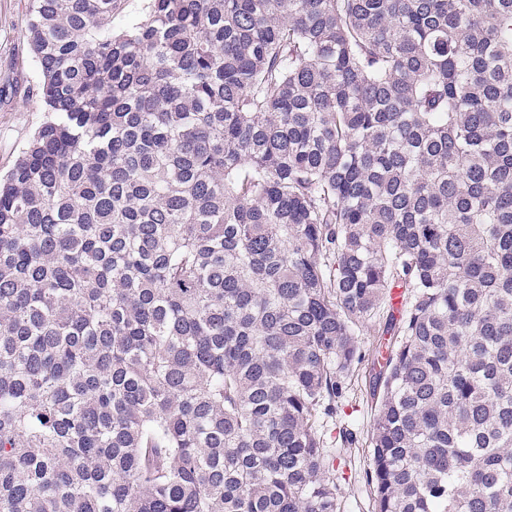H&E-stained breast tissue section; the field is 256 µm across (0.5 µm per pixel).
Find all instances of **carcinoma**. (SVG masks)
Here are the masks:
<instances>
[{"mask_svg": "<svg viewBox=\"0 0 512 512\" xmlns=\"http://www.w3.org/2000/svg\"><path fill=\"white\" fill-rule=\"evenodd\" d=\"M0 512H512V0H29ZM383 325L379 347L359 336ZM353 389L354 390L351 391V397L353 398L352 404L354 406V401L356 400V406L354 407L358 412L354 413L350 418L343 419L341 422L344 423L345 421L347 423L349 420V423L355 424L353 426L355 429L358 428L359 430H366L373 416V411H371V402L370 400H367L365 390L362 386H357L356 383L353 386ZM329 419L321 431L327 442L326 454L329 459L335 458L332 478H336L340 495L344 503V512H370L369 488L363 480V471L368 462V448H336L340 421Z\"/></svg>", "mask_w": 512, "mask_h": 512, "instance_id": "obj_1", "label": "carcinoma"}]
</instances>
